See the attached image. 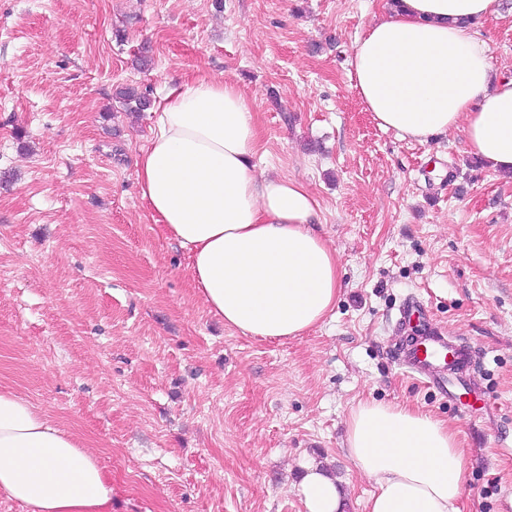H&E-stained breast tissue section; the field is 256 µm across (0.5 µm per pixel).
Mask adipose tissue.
Segmentation results:
<instances>
[{
    "label": "adipose tissue",
    "instance_id": "adipose-tissue-1",
    "mask_svg": "<svg viewBox=\"0 0 512 512\" xmlns=\"http://www.w3.org/2000/svg\"><path fill=\"white\" fill-rule=\"evenodd\" d=\"M500 0H388L357 40L354 87L380 128L420 143L463 131L473 156L512 174V77L495 75L473 27ZM138 161L141 197L185 249L194 284L227 326L263 339L307 333L341 287L315 231L318 202L294 178L256 175L259 135L236 85L201 75L154 102ZM346 454L374 486L366 512H461L466 462L456 431L421 410L362 401ZM306 512H342L335 480L307 462ZM0 491L28 512H112V477L80 438L0 386Z\"/></svg>",
    "mask_w": 512,
    "mask_h": 512
}]
</instances>
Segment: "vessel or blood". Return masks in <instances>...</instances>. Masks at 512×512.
<instances>
[{
	"instance_id": "vessel-or-blood-1",
	"label": "vessel or blood",
	"mask_w": 512,
	"mask_h": 512,
	"mask_svg": "<svg viewBox=\"0 0 512 512\" xmlns=\"http://www.w3.org/2000/svg\"><path fill=\"white\" fill-rule=\"evenodd\" d=\"M399 359L411 373L425 377L442 391L448 386L449 375L469 371L474 362L469 345L452 343L436 330L406 344Z\"/></svg>"
}]
</instances>
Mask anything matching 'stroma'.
<instances>
[{"label":"stroma","instance_id":"1","mask_svg":"<svg viewBox=\"0 0 512 512\" xmlns=\"http://www.w3.org/2000/svg\"><path fill=\"white\" fill-rule=\"evenodd\" d=\"M216 1L0 0V386L85 441L112 512H305V461L366 512L344 451L361 400L448 423L462 512H512V175L462 132L422 144L366 111L350 58L385 0ZM476 28L512 77V0ZM202 73L249 99L258 172L318 200L343 286L298 338L210 313L137 189L153 115L113 111L115 87L154 101ZM427 323L476 352L454 399L397 363Z\"/></svg>","mask_w":512,"mask_h":512}]
</instances>
